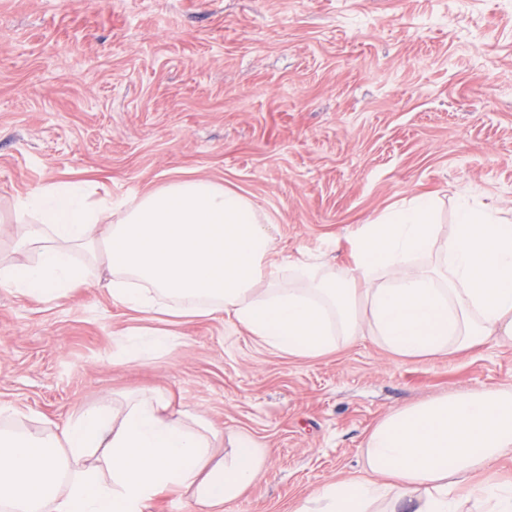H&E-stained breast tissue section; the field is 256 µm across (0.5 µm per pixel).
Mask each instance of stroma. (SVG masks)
Here are the masks:
<instances>
[{
  "instance_id": "stroma-1",
  "label": "stroma",
  "mask_w": 512,
  "mask_h": 512,
  "mask_svg": "<svg viewBox=\"0 0 512 512\" xmlns=\"http://www.w3.org/2000/svg\"><path fill=\"white\" fill-rule=\"evenodd\" d=\"M185 174L250 198L277 260L336 270L418 195L442 238L463 200L512 219V0H0V250L45 183L119 200ZM100 277L56 304L0 291V405L53 429L163 393L223 427L216 457L236 433L266 449L230 512H292L359 473L393 411L512 388V346L409 360L364 338L304 359L228 318L163 322L170 347L123 363L141 320Z\"/></svg>"
}]
</instances>
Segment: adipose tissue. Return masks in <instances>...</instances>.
Listing matches in <instances>:
<instances>
[{"instance_id":"adipose-tissue-1","label":"adipose tissue","mask_w":512,"mask_h":512,"mask_svg":"<svg viewBox=\"0 0 512 512\" xmlns=\"http://www.w3.org/2000/svg\"><path fill=\"white\" fill-rule=\"evenodd\" d=\"M24 264H0V289L54 302L85 282L84 253L107 271L113 300L147 319L228 316L297 358L370 337L390 353L428 358L512 344V224L469 204L439 241L423 197L361 225L352 263L314 255L273 261L275 241L244 195L180 177L120 202L82 184L50 183L17 198ZM0 406V512H146L161 492L190 493L197 512H224L264 474L249 435L209 465L219 431L162 396L116 410L103 401L62 429L14 427ZM512 456V389L480 388L397 410L365 444L362 474L311 489L295 512H512V482L485 479Z\"/></svg>"}]
</instances>
